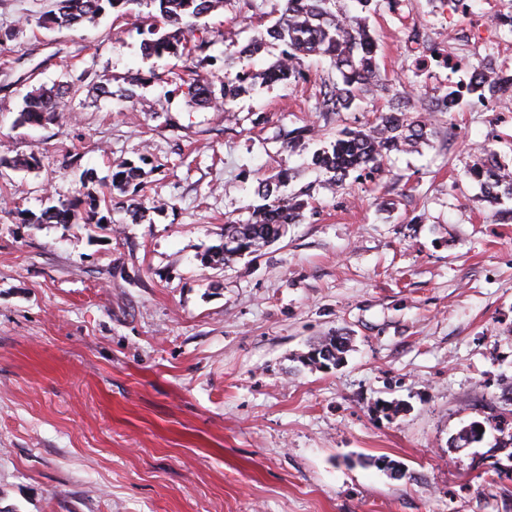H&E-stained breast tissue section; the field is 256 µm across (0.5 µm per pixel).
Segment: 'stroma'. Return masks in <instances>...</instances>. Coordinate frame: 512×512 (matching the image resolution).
Wrapping results in <instances>:
<instances>
[{
  "label": "stroma",
  "instance_id": "obj_1",
  "mask_svg": "<svg viewBox=\"0 0 512 512\" xmlns=\"http://www.w3.org/2000/svg\"><path fill=\"white\" fill-rule=\"evenodd\" d=\"M51 5L0 0V512H512V200L465 175L486 144L512 167V114L434 113L427 144L334 194L312 153L387 100L324 121L336 72L319 55L267 82L280 47L243 48L284 0L198 20L197 77L251 75L215 107L175 93L182 57L144 55L149 6L49 30ZM483 9L368 14L383 82L413 102L450 91L407 54L417 33L495 66L507 29ZM62 83L79 88L67 112L16 126L29 90ZM303 125L318 138L283 148L279 131ZM32 154L39 166L10 167ZM142 157L140 223L21 222ZM283 170L288 192L313 189L302 220L258 257L207 267L225 221H247L258 179ZM333 335L350 339L343 363L305 365ZM474 421L483 441L455 447Z\"/></svg>",
  "mask_w": 512,
  "mask_h": 512
}]
</instances>
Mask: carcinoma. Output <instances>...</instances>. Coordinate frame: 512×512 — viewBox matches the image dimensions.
I'll use <instances>...</instances> for the list:
<instances>
[{
  "label": "carcinoma",
  "instance_id": "cac0c4a2",
  "mask_svg": "<svg viewBox=\"0 0 512 512\" xmlns=\"http://www.w3.org/2000/svg\"><path fill=\"white\" fill-rule=\"evenodd\" d=\"M141 0H54V9L39 24L57 28L76 29L92 21L106 9L130 11V6ZM151 7L153 23L146 32L143 49L148 55L180 54L186 57V69L194 71L195 58L210 46L207 40H190L194 23L223 5V0H146ZM281 43L286 46L282 57L265 73L269 81L302 77L301 62L306 56L321 54L331 59L340 80L323 84L319 92L317 110L323 117L338 115L351 108L361 95H380L388 88L379 79L376 60L377 45L367 27L358 16L341 11L337 0H285L280 19L264 33L254 38L243 52L258 54L267 45ZM250 76L239 72L225 76L220 89L194 78L177 84L175 91L188 96L200 106L229 103L239 95ZM476 95L494 100L512 95V76L489 71L474 87ZM77 89L71 86L46 88L39 86L28 92L19 113L21 124H39L52 120L66 111L68 100ZM438 111L437 99L423 97L418 101V113L410 116L401 107L392 106L382 112L373 124L358 129H345L336 136L329 148L316 151L312 165L326 175L322 188L331 192L345 189L346 179L357 172L372 176L382 172L383 161L393 151H410L428 139L431 126L426 114ZM311 127L294 128L283 136L287 148L308 139ZM144 175L142 167L124 162L112 173L110 195L103 197L88 192L74 202L52 206L40 214H23L24 224H102L107 217L99 214L100 206L117 207L128 213L132 220L144 217L146 208L135 196L127 195L130 188H138ZM487 197L496 200L502 195L512 196V172L497 159L496 151L486 145L479 162L467 170ZM291 179V173L282 171L274 180H263L256 188L264 204L253 210L244 222L227 221L224 224V242L215 251L205 255L209 264L226 266L244 255L260 252L265 246L279 240L286 226L300 221L309 201L306 192L292 197L280 193L281 184ZM332 347L336 363H341L348 351V337L331 336L318 343ZM482 423L473 421L463 429L455 441L465 445L483 440L479 431Z\"/></svg>",
  "mask_w": 512,
  "mask_h": 512
}]
</instances>
